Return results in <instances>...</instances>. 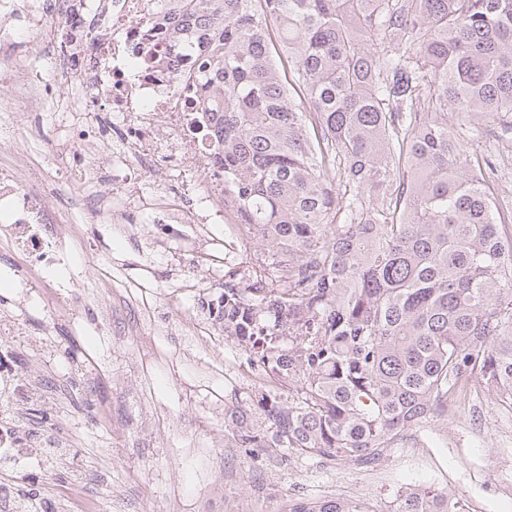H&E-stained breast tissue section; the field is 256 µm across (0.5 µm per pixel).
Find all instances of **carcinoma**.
<instances>
[{"label":"carcinoma","instance_id":"obj_1","mask_svg":"<svg viewBox=\"0 0 512 512\" xmlns=\"http://www.w3.org/2000/svg\"><path fill=\"white\" fill-rule=\"evenodd\" d=\"M171 42L215 104L224 201L280 249V280L208 301L268 382L227 411L238 448L369 467L448 419L476 376L512 409V204L448 134L512 113V0H180ZM288 63L290 78L280 65ZM391 512H467L443 489ZM283 512H374L336 498Z\"/></svg>","mask_w":512,"mask_h":512}]
</instances>
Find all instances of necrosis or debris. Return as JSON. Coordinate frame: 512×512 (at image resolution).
Segmentation results:
<instances>
[{
	"instance_id": "1",
	"label": "necrosis or debris",
	"mask_w": 512,
	"mask_h": 512,
	"mask_svg": "<svg viewBox=\"0 0 512 512\" xmlns=\"http://www.w3.org/2000/svg\"><path fill=\"white\" fill-rule=\"evenodd\" d=\"M177 10L175 0H68L57 14L29 15L16 0H0V57L10 56L21 28L63 23L70 34L63 47L47 42L61 68L52 80L60 92L80 89L79 118L96 122L100 113L123 117L122 152L89 142V164L110 165L112 178L124 183L151 171L179 172L176 223L192 224L224 191L221 156L198 135L207 109V87L189 71L188 48L162 39V20ZM17 249L47 257L46 224L53 217L43 199L0 175V215Z\"/></svg>"
}]
</instances>
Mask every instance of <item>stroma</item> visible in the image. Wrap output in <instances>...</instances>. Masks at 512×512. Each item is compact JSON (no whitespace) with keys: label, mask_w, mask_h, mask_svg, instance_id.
Listing matches in <instances>:
<instances>
[{"label":"stroma","mask_w":512,"mask_h":512,"mask_svg":"<svg viewBox=\"0 0 512 512\" xmlns=\"http://www.w3.org/2000/svg\"><path fill=\"white\" fill-rule=\"evenodd\" d=\"M65 37L49 26L20 32L15 57L0 58V82L21 64L52 75L59 62L40 46ZM71 105L50 95L20 113L0 99L25 159L16 178L50 196L60 243L47 266L0 239V354L14 367L0 426L26 450L21 468L37 471L0 470L14 512H282L341 493L390 512L408 485L512 512V413L476 378L447 420L424 429L425 447L391 449L374 468L234 447L225 413L250 406L263 375L205 303L228 278L276 279L281 255L216 208L203 224L157 223L145 202L174 194L173 176H142L106 199L93 187L57 192L80 161L74 141L99 135Z\"/></svg>","instance_id":"1"}]
</instances>
